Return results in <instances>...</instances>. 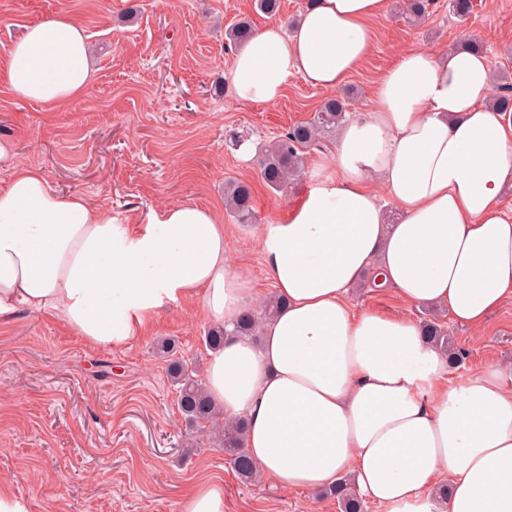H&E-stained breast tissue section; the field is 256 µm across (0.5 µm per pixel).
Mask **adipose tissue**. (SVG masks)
Wrapping results in <instances>:
<instances>
[{
    "mask_svg": "<svg viewBox=\"0 0 512 512\" xmlns=\"http://www.w3.org/2000/svg\"><path fill=\"white\" fill-rule=\"evenodd\" d=\"M388 11L389 0H315L292 31L268 25L234 55L237 96L273 103L295 73L340 88ZM90 57L84 28L57 15L26 27L0 81L60 106L89 90ZM491 88L485 55L406 51L375 82L371 110L340 126L302 203L263 228L283 305L259 340L210 352L203 387L225 420L246 418L252 462L280 491L345 478L381 512H512V367L448 384L449 352L421 323L348 302L363 282L477 330L512 296V212L500 207L512 189V121ZM228 251L216 208L169 204L131 235L111 209L19 166L0 188V323L49 311L109 349L182 299L220 325L257 303Z\"/></svg>",
    "mask_w": 512,
    "mask_h": 512,
    "instance_id": "1",
    "label": "adipose tissue"
}]
</instances>
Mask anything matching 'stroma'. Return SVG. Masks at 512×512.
<instances>
[{
  "label": "stroma",
  "instance_id": "obj_1",
  "mask_svg": "<svg viewBox=\"0 0 512 512\" xmlns=\"http://www.w3.org/2000/svg\"><path fill=\"white\" fill-rule=\"evenodd\" d=\"M472 3L463 22L448 0H431L417 25L394 10L376 21L371 55L343 86L350 111L369 107L373 83L402 53L438 56L467 33L486 43L492 74L512 77V0ZM306 5L280 0L271 17L254 0H0V60L27 25L63 13L93 47L89 93L61 107L14 98L0 83V186L15 165L41 168L54 188L110 207L135 232L164 205L223 206L225 181H246L260 221L225 215L224 234L233 267L268 296L258 237L301 203L335 140L308 149L303 176L284 193L263 182L256 154L241 147L309 120L328 93L294 74L275 103L240 100L224 26L245 17L258 31L274 22L287 28ZM440 320L464 353L450 380L512 365V298L478 331L445 313ZM208 326L198 305L175 302L145 336L103 350L47 313L22 310L0 325V481L29 498L32 512H178L189 485L206 477L223 484L224 512H337L334 500L310 491L284 494L264 480L242 486L207 431L186 428L155 348L174 340L177 357L204 368Z\"/></svg>",
  "mask_w": 512,
  "mask_h": 512
}]
</instances>
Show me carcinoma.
I'll list each match as a JSON object with an SVG mask.
<instances>
[{
	"label": "carcinoma",
	"instance_id": "cac0c4a2",
	"mask_svg": "<svg viewBox=\"0 0 512 512\" xmlns=\"http://www.w3.org/2000/svg\"><path fill=\"white\" fill-rule=\"evenodd\" d=\"M429 0H406L403 15L409 21H420L427 13ZM255 34L251 23L238 20L228 25L225 37L229 44L240 46L248 42ZM492 104L502 113L512 112V85L509 83L494 86ZM346 101L343 98L326 99L315 112L312 119L300 122L280 135L274 141L262 147L258 164L265 184L275 190H281L297 179L302 171L304 152L320 142L321 139L336 132L346 120ZM224 198L231 213L241 224L256 223L253 206V189L241 180H229L224 184ZM260 317L245 310L223 326L208 329L205 344L211 351L224 347L225 340L237 337H255L259 334ZM428 339L443 347L448 346L441 325L436 320L424 321ZM169 373L178 385V404L186 423L205 428L217 434L216 442L224 449V456L243 484H251L258 478L245 445L246 421L239 418L233 422L218 423L217 408L206 395L202 382L197 379V369L188 364L172 360ZM326 498L336 501L339 512H363L364 504L355 490L347 483H340L332 489L320 492Z\"/></svg>",
	"mask_w": 512,
	"mask_h": 512
}]
</instances>
